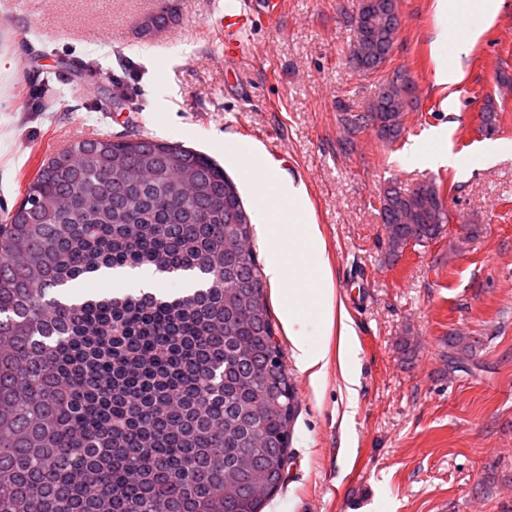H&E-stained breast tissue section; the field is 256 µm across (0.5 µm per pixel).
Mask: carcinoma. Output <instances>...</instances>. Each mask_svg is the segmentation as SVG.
I'll use <instances>...</instances> for the list:
<instances>
[{"label":"carcinoma","mask_w":512,"mask_h":512,"mask_svg":"<svg viewBox=\"0 0 512 512\" xmlns=\"http://www.w3.org/2000/svg\"><path fill=\"white\" fill-rule=\"evenodd\" d=\"M404 76L344 116L349 134L395 142L387 87ZM379 205L392 255L450 220L433 180ZM407 208L414 223H394ZM251 237L224 168L178 143L88 139L41 165L0 224V512H262L242 488L258 470L283 478L296 399L284 364L266 370L282 353ZM124 267L203 287L63 297Z\"/></svg>","instance_id":"obj_1"}]
</instances>
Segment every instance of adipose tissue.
<instances>
[{"mask_svg":"<svg viewBox=\"0 0 512 512\" xmlns=\"http://www.w3.org/2000/svg\"><path fill=\"white\" fill-rule=\"evenodd\" d=\"M502 0H436L440 30L435 40L439 63L436 71L438 83H456L460 78L458 62L448 59V31L458 24L466 29L458 45L459 52H466L477 40L485 24L498 14ZM269 187L274 197L284 204V211L261 212L262 233L275 257L266 268L270 285L286 309L288 334L294 354L302 370L308 371L313 380H320L327 366V349L308 338L306 326L295 310L300 299L311 300L321 312L326 329L335 330L337 358L344 371L342 378L348 396H355L358 378L347 371L355 353L356 335L344 308L335 307L333 288L329 277L324 276L318 258L320 231L311 217L309 200L303 185L281 180L271 181Z\"/></svg>","mask_w":512,"mask_h":512,"instance_id":"obj_1","label":"adipose tissue"}]
</instances>
